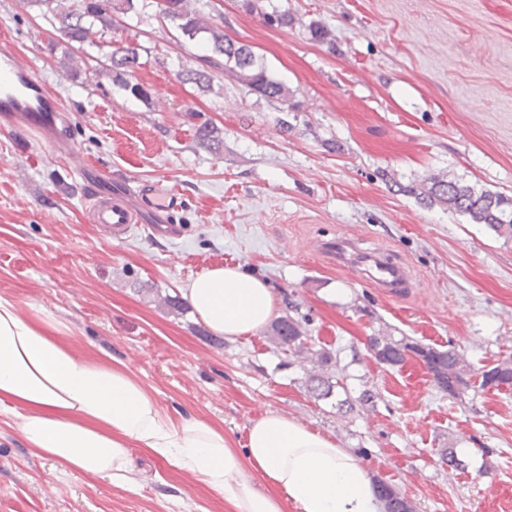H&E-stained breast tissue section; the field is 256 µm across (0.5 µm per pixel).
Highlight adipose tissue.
Returning a JSON list of instances; mask_svg holds the SVG:
<instances>
[{
  "mask_svg": "<svg viewBox=\"0 0 512 512\" xmlns=\"http://www.w3.org/2000/svg\"><path fill=\"white\" fill-rule=\"evenodd\" d=\"M183 297L227 339L262 328L275 311L268 282L238 266L207 269ZM60 331L0 296V407L19 411L23 437L46 458L123 486L132 451L142 448L194 475L234 512H283L287 503L296 512H380L362 461L332 440L271 411L249 427L237 457L222 431L166 413L124 368L76 355Z\"/></svg>",
  "mask_w": 512,
  "mask_h": 512,
  "instance_id": "obj_1",
  "label": "adipose tissue"
}]
</instances>
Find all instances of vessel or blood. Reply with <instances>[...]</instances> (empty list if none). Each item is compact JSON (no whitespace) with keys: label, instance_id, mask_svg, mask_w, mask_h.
<instances>
[{"label":"vessel or blood","instance_id":"obj_1","mask_svg":"<svg viewBox=\"0 0 512 512\" xmlns=\"http://www.w3.org/2000/svg\"><path fill=\"white\" fill-rule=\"evenodd\" d=\"M0 124L43 131L52 147L61 150L72 165L81 163L69 134L70 120L64 107L37 77L33 63L9 49L0 51ZM92 198L91 221L112 239H123L134 224L153 225L155 232L171 237L182 232L174 219L181 204L175 191L162 193L155 184L142 182L129 194L106 189L97 182ZM327 250L335 254L339 264L358 272L391 298H409L419 286L404 260L361 251L354 239L338 237L328 244Z\"/></svg>","mask_w":512,"mask_h":512}]
</instances>
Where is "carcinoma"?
Here are the masks:
<instances>
[{
    "label": "carcinoma",
    "mask_w": 512,
    "mask_h": 512,
    "mask_svg": "<svg viewBox=\"0 0 512 512\" xmlns=\"http://www.w3.org/2000/svg\"><path fill=\"white\" fill-rule=\"evenodd\" d=\"M28 4L38 8L63 42L74 43L81 48L92 42L96 29L112 28L117 15L133 14L140 20L146 17V8L151 0H28ZM156 8V17L169 23L182 37L190 41L203 40L212 53L224 57V66L237 70L249 90L278 104L281 112L298 110L288 86L267 72L251 47L224 35L223 29L205 23L202 15L191 7L190 0H156ZM140 67L139 45L126 42L111 46L106 75L131 96L148 100L152 97L151 89L135 77ZM194 137L198 144L210 149L217 150L221 146L218 129L210 122L194 126ZM395 187L399 192L415 196L426 207L439 204L450 212L468 216L475 224L485 225L499 236L512 238V197L490 190L479 191L472 185L434 176L424 178L418 185L397 183ZM273 332L279 344L294 355L300 357L311 351L309 336L293 316L285 315L277 320ZM370 342L381 363L390 366L403 364L405 353L412 349L410 344L376 336L371 337ZM424 362L442 391L454 395L460 386L466 384L467 364L457 350H437ZM308 384L318 398H327L333 393L332 383L321 373L311 375ZM503 385H512L511 364L504 362L482 372L481 386ZM376 492L384 512H396L403 501L386 483L379 484Z\"/></svg>",
    "instance_id": "1"
}]
</instances>
